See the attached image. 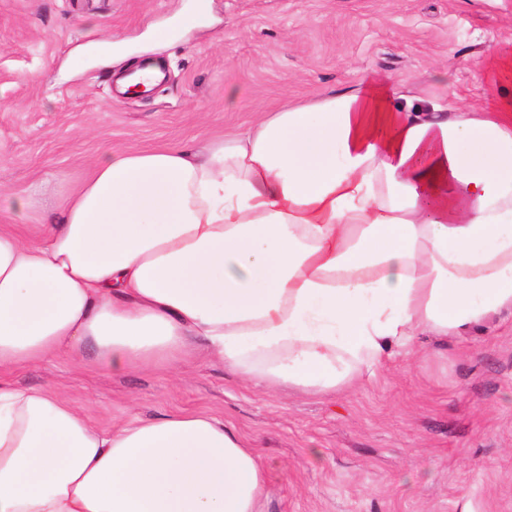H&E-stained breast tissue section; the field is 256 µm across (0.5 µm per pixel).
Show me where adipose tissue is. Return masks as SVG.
<instances>
[{"label": "adipose tissue", "instance_id": "obj_1", "mask_svg": "<svg viewBox=\"0 0 512 512\" xmlns=\"http://www.w3.org/2000/svg\"><path fill=\"white\" fill-rule=\"evenodd\" d=\"M512 313V95L413 107L359 79L211 144L107 151L37 238L0 226V375L96 347L115 374L202 340L240 377L336 393L421 336ZM234 426L102 429L0 378V512H262Z\"/></svg>", "mask_w": 512, "mask_h": 512}]
</instances>
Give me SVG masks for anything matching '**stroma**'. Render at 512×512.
Returning <instances> with one entry per match:
<instances>
[{
	"mask_svg": "<svg viewBox=\"0 0 512 512\" xmlns=\"http://www.w3.org/2000/svg\"><path fill=\"white\" fill-rule=\"evenodd\" d=\"M159 26L171 43H152ZM115 35L112 56L70 66ZM492 46L512 53V0H0V225L37 236L104 151L203 143L362 75L473 111L512 93V73L485 76ZM134 58L166 79L123 96L116 77ZM28 193L36 204L17 217L10 200ZM7 379L61 389L102 427L176 410L223 419L263 459V512H512L511 316L446 347L421 339L324 397L205 359L115 374L92 347Z\"/></svg>",
	"mask_w": 512,
	"mask_h": 512,
	"instance_id": "35a3bbf8",
	"label": "stroma"
}]
</instances>
